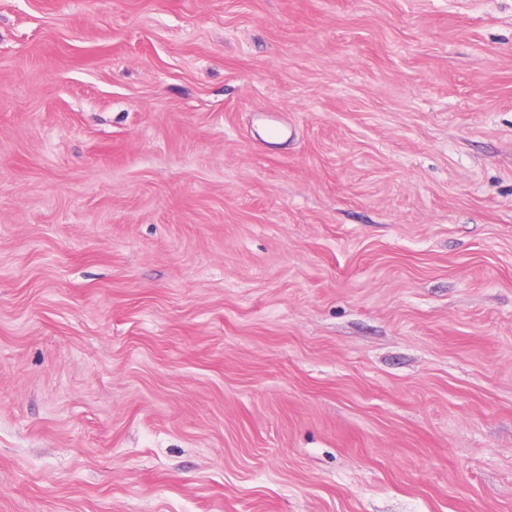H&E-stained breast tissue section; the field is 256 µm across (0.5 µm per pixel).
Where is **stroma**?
Returning a JSON list of instances; mask_svg holds the SVG:
<instances>
[{
  "label": "stroma",
  "instance_id": "1",
  "mask_svg": "<svg viewBox=\"0 0 512 512\" xmlns=\"http://www.w3.org/2000/svg\"><path fill=\"white\" fill-rule=\"evenodd\" d=\"M0 512H512V0H0Z\"/></svg>",
  "mask_w": 512,
  "mask_h": 512
}]
</instances>
